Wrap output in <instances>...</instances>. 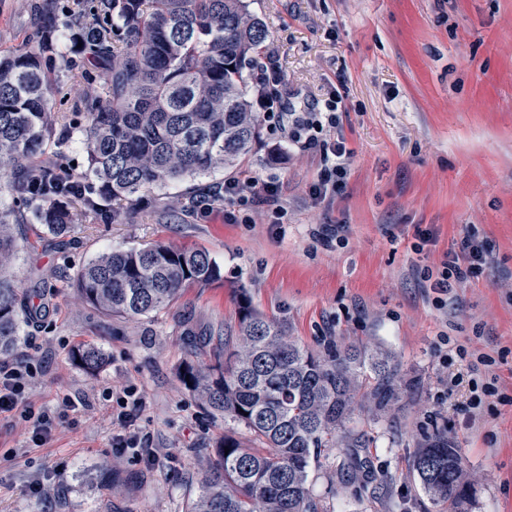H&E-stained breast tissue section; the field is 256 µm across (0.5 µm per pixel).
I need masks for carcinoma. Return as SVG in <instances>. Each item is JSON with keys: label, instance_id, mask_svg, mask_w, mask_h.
I'll use <instances>...</instances> for the list:
<instances>
[{"label": "carcinoma", "instance_id": "obj_1", "mask_svg": "<svg viewBox=\"0 0 512 512\" xmlns=\"http://www.w3.org/2000/svg\"><path fill=\"white\" fill-rule=\"evenodd\" d=\"M101 21L79 33L92 59H105L103 92L84 100L87 171L32 166L54 140L58 116L47 63L56 52L53 22L36 45L0 59V173L13 207L0 208V354L20 335L16 286L17 209L31 208L49 232L63 235L87 196L111 204L99 212L119 224L123 206L144 202L155 187L224 170L248 155L259 133L246 94L245 70L268 37L245 0H96ZM222 279L204 249L154 244L114 249L88 262L71 286L91 309L128 319L165 309L184 289ZM235 323L202 332L211 363L179 373L201 404L243 427L261 447L226 434L214 449L186 512H319L310 472L325 448L350 449L341 477L363 472L369 434L353 426L357 408L388 415L405 383L400 364L334 342L315 351L299 345L277 321L237 298ZM96 369L100 350L73 353ZM412 468L446 512H462L472 474L448 432L424 433Z\"/></svg>", "mask_w": 512, "mask_h": 512}]
</instances>
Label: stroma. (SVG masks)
Here are the masks:
<instances>
[{
	"mask_svg": "<svg viewBox=\"0 0 512 512\" xmlns=\"http://www.w3.org/2000/svg\"><path fill=\"white\" fill-rule=\"evenodd\" d=\"M44 3L0 0L1 56L33 45ZM247 3L269 32L268 88L292 112L335 101L351 152L346 187L314 201L318 155L264 129L237 165L151 190L147 207H126L122 223L90 210L58 238L32 210L17 214L18 286L38 289L45 311L24 325L7 359L32 365L29 399L54 412L56 429L37 447L25 422L0 416V512H185L218 441L246 434L180 381L185 362L209 360L186 332L234 322L240 295L299 344L386 353L415 384L386 417L354 415L374 440L366 451L374 479L342 480L345 449L323 450L310 474L322 512H441L412 470L432 425L447 430L474 474L466 512H512V0ZM73 32L59 18L49 75L61 117L103 85V65L73 52ZM244 172L280 186L282 212L218 198L225 180ZM228 210L235 223H225ZM325 224L344 225V244L318 238ZM419 224L434 233L420 252ZM469 235L491 264L438 304L426 275ZM156 243L207 250L222 280L187 288L138 320L98 313L70 290L98 254ZM85 346L104 355L95 371L72 359ZM488 384L495 395L483 394ZM126 390L153 465L112 450ZM114 458L107 488L100 466ZM37 476L40 498L29 491Z\"/></svg>",
	"mask_w": 512,
	"mask_h": 512,
	"instance_id": "obj_1",
	"label": "stroma"
}]
</instances>
